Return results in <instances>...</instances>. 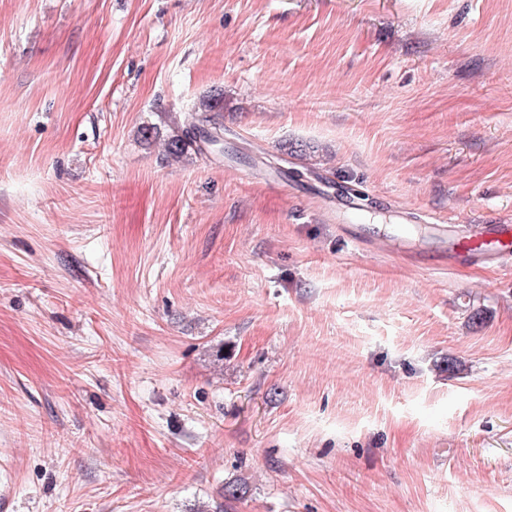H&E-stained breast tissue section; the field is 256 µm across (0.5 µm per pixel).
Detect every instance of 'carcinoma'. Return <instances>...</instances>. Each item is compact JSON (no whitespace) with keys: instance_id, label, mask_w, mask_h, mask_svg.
Wrapping results in <instances>:
<instances>
[{"instance_id":"carcinoma-1","label":"carcinoma","mask_w":512,"mask_h":512,"mask_svg":"<svg viewBox=\"0 0 512 512\" xmlns=\"http://www.w3.org/2000/svg\"><path fill=\"white\" fill-rule=\"evenodd\" d=\"M224 111V95L214 94L203 100L199 112L191 121L176 131L166 143L168 157L179 159L189 153L204 156L210 147L220 144L224 138V127L209 119L207 113Z\"/></svg>"}]
</instances>
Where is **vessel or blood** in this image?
I'll use <instances>...</instances> for the list:
<instances>
[{"mask_svg": "<svg viewBox=\"0 0 512 512\" xmlns=\"http://www.w3.org/2000/svg\"><path fill=\"white\" fill-rule=\"evenodd\" d=\"M451 259L477 266L493 265L512 274V224L485 221L457 225L440 220L434 226Z\"/></svg>", "mask_w": 512, "mask_h": 512, "instance_id": "1", "label": "vessel or blood"}]
</instances>
